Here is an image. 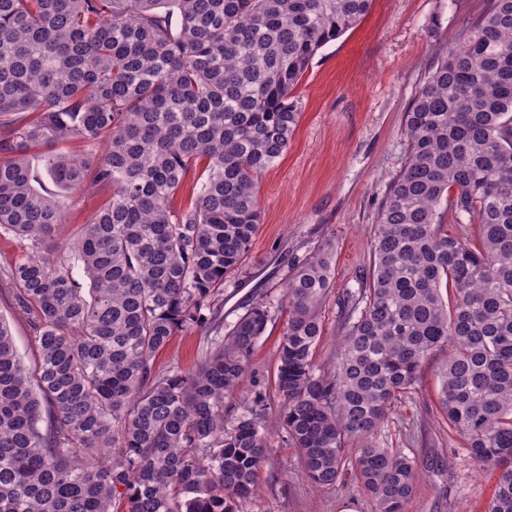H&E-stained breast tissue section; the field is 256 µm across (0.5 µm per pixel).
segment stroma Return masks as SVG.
I'll return each instance as SVG.
<instances>
[{
    "label": "stroma",
    "instance_id": "stroma-1",
    "mask_svg": "<svg viewBox=\"0 0 512 512\" xmlns=\"http://www.w3.org/2000/svg\"><path fill=\"white\" fill-rule=\"evenodd\" d=\"M484 0H374L352 29L322 47L299 82L301 112L288 150L260 177L262 223L244 265L224 280V323L232 325L254 301L269 304L270 320L256 345L247 377L224 402V424L247 410L266 408L272 452L257 473L258 492L244 512H373L374 503L353 478L318 488L303 473L281 426L275 387L278 345L288 319L281 284L294 265L330 244L333 288L323 306L318 367L339 355L346 292L369 279L373 227L390 179L407 153L405 114L439 56ZM108 197L65 193V219L49 241L56 249L75 239ZM24 253L15 237L0 235V316L8 320L23 358L34 349L35 329L16 303L2 270ZM203 336L181 332L155 359L162 370L188 369L202 357ZM447 351L424 363L417 390L401 399L376 439L414 456L421 478L406 512H484L494 480L449 430L440 406Z\"/></svg>",
    "mask_w": 512,
    "mask_h": 512
}]
</instances>
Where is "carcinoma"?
<instances>
[{
  "instance_id": "1",
  "label": "carcinoma",
  "mask_w": 512,
  "mask_h": 512,
  "mask_svg": "<svg viewBox=\"0 0 512 512\" xmlns=\"http://www.w3.org/2000/svg\"><path fill=\"white\" fill-rule=\"evenodd\" d=\"M372 2L0 0V235L25 246L4 277L36 328L27 365L0 317V512H243L255 496L265 414L228 430L224 399L269 310L255 301L212 339L215 295L261 224L256 185L299 123L294 89ZM405 134L369 282L343 301L340 356L323 374L330 253L283 283L281 423L313 484L350 473L375 512H405L416 460L376 433L446 349L448 427L496 475L486 512H512V0H487L437 60ZM71 139L105 148L91 161L56 152ZM39 147L56 186L109 194L52 255L63 201L35 186ZM192 175L195 198L178 209ZM442 206L479 226L478 247L448 236ZM184 330L208 337L200 362L156 370Z\"/></svg>"
}]
</instances>
